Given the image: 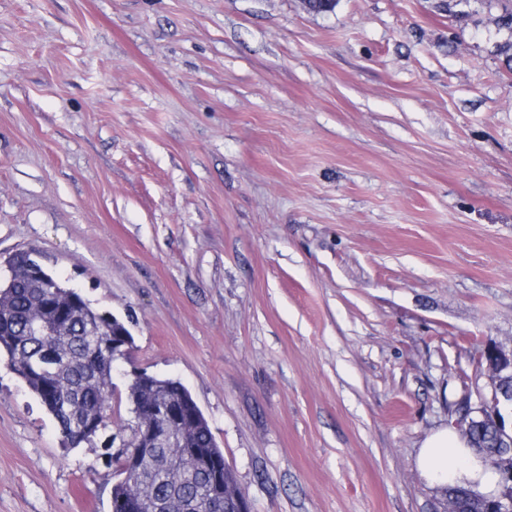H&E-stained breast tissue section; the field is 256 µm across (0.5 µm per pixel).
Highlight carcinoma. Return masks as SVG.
<instances>
[{
    "mask_svg": "<svg viewBox=\"0 0 512 512\" xmlns=\"http://www.w3.org/2000/svg\"><path fill=\"white\" fill-rule=\"evenodd\" d=\"M28 260L26 251L13 254L8 273L0 278V354L55 418L64 445L76 448L88 440L87 421L96 423L99 434L112 427L114 361L104 342L124 325L47 270L28 272ZM127 398L132 405L150 398L199 411L188 390L170 378L131 383ZM194 447L223 454L205 419L187 448L136 449L141 479L132 487L112 489V512H123L124 496L149 502L152 512H224V501L214 496L212 473L192 460ZM472 451L480 459L498 451L495 434L480 431ZM445 492L458 499L463 512L478 509L475 499L481 494L470 484H450Z\"/></svg>",
    "mask_w": 512,
    "mask_h": 512,
    "instance_id": "carcinoma-1",
    "label": "carcinoma"
}]
</instances>
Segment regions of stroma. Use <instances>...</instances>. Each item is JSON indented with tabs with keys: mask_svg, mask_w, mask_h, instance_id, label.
I'll list each match as a JSON object with an SVG mask.
<instances>
[{
	"mask_svg": "<svg viewBox=\"0 0 512 512\" xmlns=\"http://www.w3.org/2000/svg\"><path fill=\"white\" fill-rule=\"evenodd\" d=\"M502 0H0V261L130 320L251 512H441L424 438L512 349ZM0 359V512H111Z\"/></svg>",
	"mask_w": 512,
	"mask_h": 512,
	"instance_id": "1",
	"label": "stroma"
}]
</instances>
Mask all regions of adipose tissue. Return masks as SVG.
Listing matches in <instances>:
<instances>
[{"label":"adipose tissue","mask_w":512,"mask_h":512,"mask_svg":"<svg viewBox=\"0 0 512 512\" xmlns=\"http://www.w3.org/2000/svg\"><path fill=\"white\" fill-rule=\"evenodd\" d=\"M416 465L421 477L441 488L464 479L489 491L497 482L496 473L483 466L467 439L450 426L431 432L423 440Z\"/></svg>","instance_id":"adipose-tissue-1"}]
</instances>
